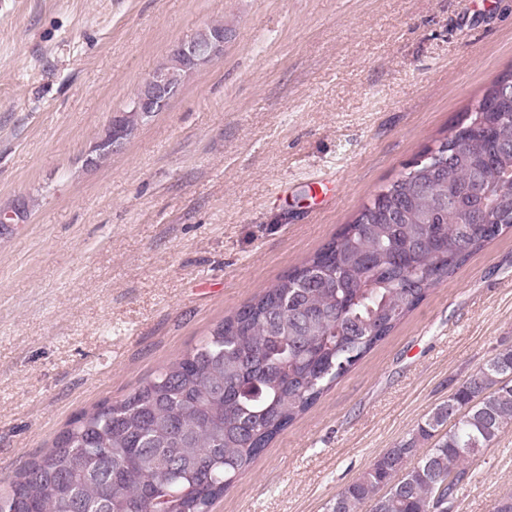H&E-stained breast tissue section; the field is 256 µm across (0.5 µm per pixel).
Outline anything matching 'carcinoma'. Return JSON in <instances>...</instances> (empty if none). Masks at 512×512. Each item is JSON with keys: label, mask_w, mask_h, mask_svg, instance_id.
I'll use <instances>...</instances> for the list:
<instances>
[{"label": "carcinoma", "mask_w": 512, "mask_h": 512, "mask_svg": "<svg viewBox=\"0 0 512 512\" xmlns=\"http://www.w3.org/2000/svg\"><path fill=\"white\" fill-rule=\"evenodd\" d=\"M179 82L198 69L163 65ZM499 81L448 170L423 159L319 252L120 401L81 414L0 497V512H209L259 453L383 341L428 292L512 227V95ZM512 426V346L459 381L325 512H452L470 461ZM433 441L428 448L423 444ZM420 452L414 465L411 454Z\"/></svg>", "instance_id": "cac0c4a2"}]
</instances>
